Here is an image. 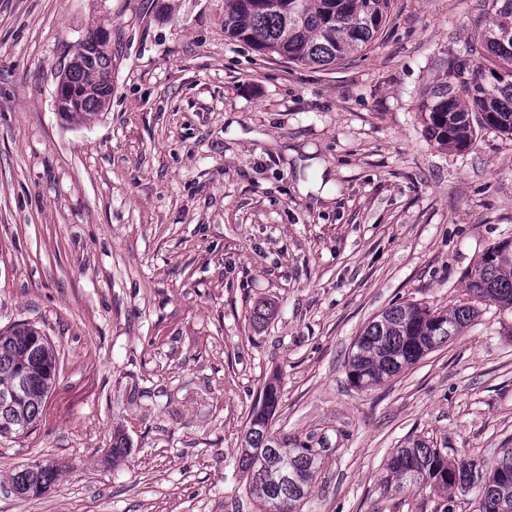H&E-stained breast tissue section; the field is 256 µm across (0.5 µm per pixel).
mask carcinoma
Masks as SVG:
<instances>
[{
  "label": "carcinoma",
  "mask_w": 512,
  "mask_h": 512,
  "mask_svg": "<svg viewBox=\"0 0 512 512\" xmlns=\"http://www.w3.org/2000/svg\"><path fill=\"white\" fill-rule=\"evenodd\" d=\"M390 0H224V33L262 54L290 63L328 66L366 49L387 20ZM494 13L481 37L455 57L430 88L420 112L438 145L466 149L475 127L512 137V0H492ZM83 64L64 73L67 108L62 115L87 121L112 92L109 32L98 28L78 42ZM467 288L512 310V247L489 248L466 274ZM477 315L470 304L432 311L415 302L393 305L368 323L349 360V380L360 389L394 377L424 355L461 334ZM57 359L48 338L28 323L0 331V436L28 432L56 378ZM278 405V384L263 389L261 407L250 419L241 448L246 492L257 512H295L328 456L324 438L275 436L269 421ZM397 493L429 486L477 491L478 512H512V448L491 464H455L422 441L397 449L387 461ZM56 470L35 465L17 471L19 494H39Z\"/></svg>",
  "instance_id": "cac0c4a2"
}]
</instances>
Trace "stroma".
<instances>
[{"mask_svg":"<svg viewBox=\"0 0 512 512\" xmlns=\"http://www.w3.org/2000/svg\"><path fill=\"white\" fill-rule=\"evenodd\" d=\"M491 16L391 0L366 51L317 68L225 38L224 0H0V330L34 324L59 359L32 430L0 437V512H255L239 458L274 375V434L333 449L296 512H442L387 490L392 452L512 448L492 301L397 376L348 378L370 321L468 302L464 273L512 239V138L446 150L419 112ZM98 27L112 94L69 122L57 86ZM35 464L55 482L14 493Z\"/></svg>","mask_w":512,"mask_h":512,"instance_id":"1","label":"stroma"}]
</instances>
